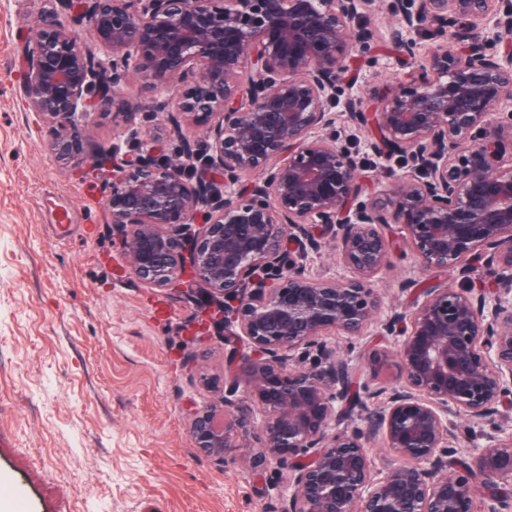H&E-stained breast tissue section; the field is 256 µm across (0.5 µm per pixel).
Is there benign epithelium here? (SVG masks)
<instances>
[{
	"label": "benign epithelium",
	"mask_w": 512,
	"mask_h": 512,
	"mask_svg": "<svg viewBox=\"0 0 512 512\" xmlns=\"http://www.w3.org/2000/svg\"><path fill=\"white\" fill-rule=\"evenodd\" d=\"M389 37L415 67L380 98H347L338 77L369 33L354 27L376 0H61L78 5L93 50L56 20L23 48V93L53 128L62 161L89 153L80 128L103 101L127 117L129 71L158 92L166 122H129L136 148L92 153L112 169L104 200L129 275L160 289L184 280L215 298L202 327L224 329V385L190 414L204 456L287 473L281 512H512V8L494 18L493 47L477 26L489 0H390ZM461 24L419 59L411 33ZM191 117L206 150L183 130ZM346 121L373 150L409 161L377 197L361 199L364 171L336 139ZM176 139L173 156L157 143ZM332 226L335 278L303 258ZM424 274L443 269L463 287L433 284L401 308L375 288L396 256ZM377 325L393 348L365 346L374 374L399 384L374 407L358 399L356 368L330 334L360 340ZM494 425L466 458L476 425ZM387 455L376 467L373 449Z\"/></svg>",
	"instance_id": "benign-epithelium-1"
}]
</instances>
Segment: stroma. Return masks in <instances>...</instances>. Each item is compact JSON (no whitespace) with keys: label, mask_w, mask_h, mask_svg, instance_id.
Wrapping results in <instances>:
<instances>
[{"label":"stroma","mask_w":512,"mask_h":512,"mask_svg":"<svg viewBox=\"0 0 512 512\" xmlns=\"http://www.w3.org/2000/svg\"><path fill=\"white\" fill-rule=\"evenodd\" d=\"M86 39L59 0H0V478L22 512H279L285 474L220 463L194 448L189 412L224 376V333L194 335L201 285L149 287L130 277L104 206L109 178L67 164L50 126L27 108L22 50L43 20ZM373 39L356 53L349 92L370 98L404 72L380 0L361 17ZM363 157L368 194L398 168L367 133L337 123ZM67 221H59L61 213Z\"/></svg>","instance_id":"obj_1"}]
</instances>
